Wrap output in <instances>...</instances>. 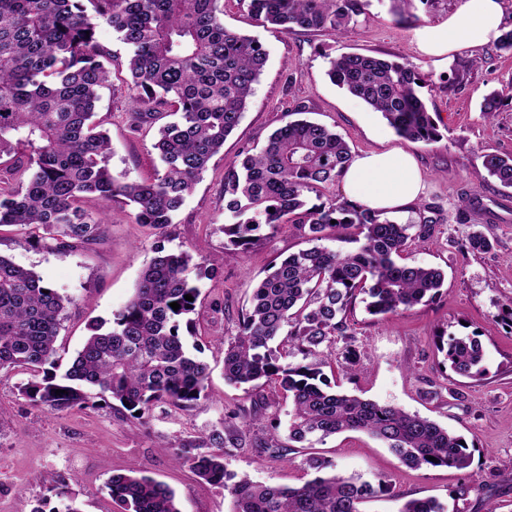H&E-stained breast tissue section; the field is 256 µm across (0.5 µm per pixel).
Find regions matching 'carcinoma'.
Masks as SVG:
<instances>
[{
  "instance_id": "1",
  "label": "carcinoma",
  "mask_w": 512,
  "mask_h": 512,
  "mask_svg": "<svg viewBox=\"0 0 512 512\" xmlns=\"http://www.w3.org/2000/svg\"><path fill=\"white\" fill-rule=\"evenodd\" d=\"M417 1L429 8L439 2L393 0L394 15L404 20ZM248 8L281 34H341L360 3L248 0ZM102 25L129 51L127 84L133 104L143 108L128 113L131 127L173 117L153 145L162 170L151 180L129 181L109 166L110 139L95 120L112 65V54L98 41ZM266 61L258 40L224 27L223 0H0V227L13 226L49 251L88 247L105 234L108 219L106 209L82 205L87 197L124 204L136 224L167 227L239 125ZM328 75L381 113L399 137L427 145L442 139L412 65L349 53L330 61ZM351 160L348 143L335 131L295 120L224 174L230 245L247 251L288 224L309 243L270 265L252 288L237 335L224 344V380L269 386L291 401L287 441L275 435L258 440L260 454L286 460L330 436L357 431L381 441L410 468L466 469L471 452L462 436L418 414L335 390L323 372L336 363V339L353 334L349 314L359 295L370 314L398 315L434 301L445 282L438 268L397 261L413 225L329 191ZM484 167L512 187V155L487 154ZM327 241L358 247L345 252ZM155 253L131 299L112 322L90 326L61 376L55 343L72 300L0 255V369L29 373L19 393L32 406L63 413L111 409L116 401L140 420L161 407L187 410L206 397L209 366L186 350L177 330L183 319L192 326L199 283L216 277L218 260L197 262L192 252L161 244ZM172 302L180 308L173 310ZM440 350L457 375H485L477 336L450 335ZM245 445L244 432L215 428L184 440L177 459L227 490L232 512H361L365 501L390 490L383 480L374 487L329 473L330 462L312 452L303 465L314 477L299 486L238 479L217 449ZM108 490L121 512H180L173 490L149 476L114 474ZM400 512L444 507L435 499H409Z\"/></svg>"
}]
</instances>
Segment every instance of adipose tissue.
I'll return each instance as SVG.
<instances>
[{"label": "adipose tissue", "instance_id": "obj_1", "mask_svg": "<svg viewBox=\"0 0 512 512\" xmlns=\"http://www.w3.org/2000/svg\"><path fill=\"white\" fill-rule=\"evenodd\" d=\"M502 23L500 0H462L447 21L420 28L415 42L421 54L446 65L456 55L496 41ZM343 187L351 201L374 210L401 212L421 198L426 179L416 157L394 147L354 156L343 175Z\"/></svg>", "mask_w": 512, "mask_h": 512}]
</instances>
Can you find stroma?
<instances>
[{
    "label": "stroma",
    "instance_id": "35a3bbf8",
    "mask_svg": "<svg viewBox=\"0 0 512 512\" xmlns=\"http://www.w3.org/2000/svg\"><path fill=\"white\" fill-rule=\"evenodd\" d=\"M361 10L340 35L266 29L249 14L246 0H224L227 29L253 36L266 48L267 63L243 118L213 157L173 224L152 230L134 223L129 207L108 208L105 237L92 249L49 252L25 243L16 228L0 227V254L35 271L61 294L72 297L57 342V362L67 367L81 348L89 324L111 319L132 295L157 243L182 247L196 258H215L223 274L200 284V301L185 340L197 346L211 368L209 396L191 409L165 416L155 412L142 423L119 410H74L58 414L31 406L18 393L27 379L0 369V512H118L106 482L115 473L144 474L175 492L180 512H231L223 488L200 481L177 463L182 440L225 424L264 438L271 425L287 426L291 403L274 389L245 390L224 380V340L235 336L238 316L267 266L306 248L288 226L249 252L224 245V173L244 152L262 147L287 121L305 118L330 127L352 153L399 147L413 153L426 173V190L394 219L413 225L403 263L437 267L445 273L441 298L403 315L373 316L363 302L351 313V343L358 354L353 373H329L340 390L430 418L462 435L471 452L469 468L413 469L362 432L325 440L317 450L334 472L375 484L386 480L393 492L366 501L363 512H399L409 499L433 498L445 512H512V326L502 311L512 302V188L503 187L484 167L488 153L512 155V55L495 44L476 47L449 65L421 55L416 31L447 20L461 0H440L436 8L417 5L413 18L397 21L392 0H360ZM98 39L112 55V84L100 92L97 115L110 136V167L141 181L160 162L154 143L158 127L131 128L132 109L125 85L127 48L110 27ZM344 53L389 55L419 72L421 95L443 135L425 145L400 139L380 113L334 85L330 59ZM498 92L499 112L486 121L484 96ZM484 233L492 247L471 253L464 244ZM477 334L485 350V379L457 376L435 347L440 336ZM224 464L237 475L281 486L309 480L300 457L280 462L251 448H228ZM475 484L468 500L456 488Z\"/></svg>",
    "mask_w": 512,
    "mask_h": 512
}]
</instances>
